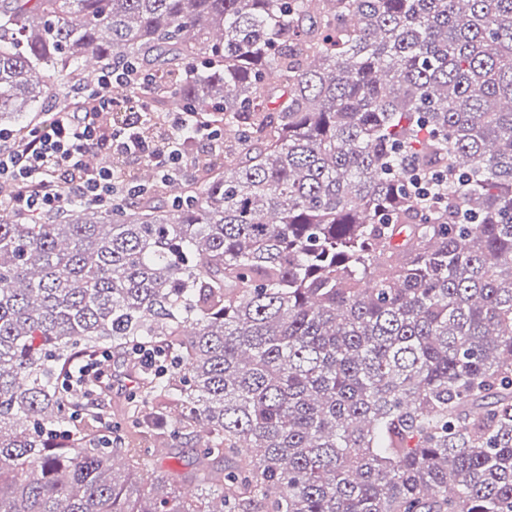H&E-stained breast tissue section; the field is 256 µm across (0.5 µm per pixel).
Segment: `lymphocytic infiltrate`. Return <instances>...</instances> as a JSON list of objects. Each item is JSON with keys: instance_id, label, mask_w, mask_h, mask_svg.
I'll list each match as a JSON object with an SVG mask.
<instances>
[{"instance_id": "1", "label": "lymphocytic infiltrate", "mask_w": 512, "mask_h": 512, "mask_svg": "<svg viewBox=\"0 0 512 512\" xmlns=\"http://www.w3.org/2000/svg\"><path fill=\"white\" fill-rule=\"evenodd\" d=\"M76 109H51L48 124L22 136L0 129V207L25 216L62 210L78 201L105 207L138 193L122 182L117 162L146 161L164 183L181 180L197 160L192 146L219 150L221 129L192 107L167 112L165 137L150 135L156 114L147 78L118 61L76 85Z\"/></svg>"}]
</instances>
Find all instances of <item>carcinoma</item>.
<instances>
[{
  "instance_id": "carcinoma-1",
  "label": "carcinoma",
  "mask_w": 512,
  "mask_h": 512,
  "mask_svg": "<svg viewBox=\"0 0 512 512\" xmlns=\"http://www.w3.org/2000/svg\"><path fill=\"white\" fill-rule=\"evenodd\" d=\"M91 56L234 136L0 210V512H512V0H0V122ZM106 348L158 356L120 434L58 387ZM150 433L234 465L190 499Z\"/></svg>"
}]
</instances>
